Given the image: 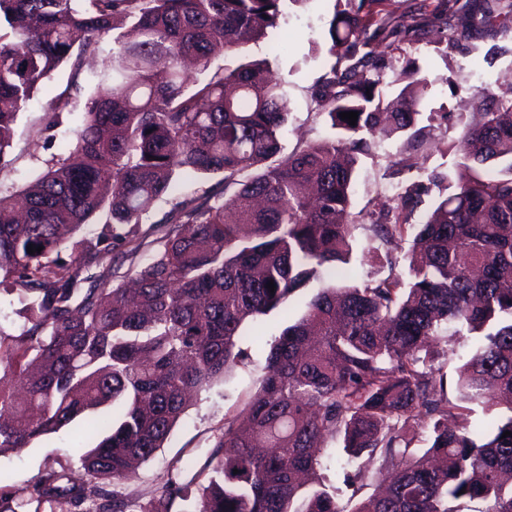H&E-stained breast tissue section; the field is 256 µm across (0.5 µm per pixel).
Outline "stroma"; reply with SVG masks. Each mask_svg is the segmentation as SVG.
<instances>
[{"label":"stroma","instance_id":"35a3bbf8","mask_svg":"<svg viewBox=\"0 0 512 512\" xmlns=\"http://www.w3.org/2000/svg\"><path fill=\"white\" fill-rule=\"evenodd\" d=\"M335 4L336 0H311L304 8L289 6L280 28L272 35L271 41L284 44L275 68L288 82L285 147L289 150L330 133L325 121L310 112L309 103L311 86L326 70L315 45L324 38ZM378 50L394 69H401L409 59L422 67L430 83L419 106L425 115L450 112L470 117L477 110L472 89L495 90L512 84V26L489 27L469 39L460 38L454 28L448 27L391 45L383 43ZM91 91L85 82L72 85L70 67H62L54 74L17 118L7 164L0 169V192L8 194L26 187L52 161L67 155L75 139L77 118L65 113L59 125L47 128V102L63 93L81 105ZM450 135L445 125L435 123L426 150L408 149L399 139L381 142L375 157L361 159L357 166L354 209L372 206L390 195L391 183L382 177L388 164L400 162L407 178L423 177L435 169L448 170L454 161L447 149ZM309 297V292H301L293 297L288 315L272 313L244 327L240 346L247 352L246 359L237 363L224 381L214 383L193 399L164 448L122 485L127 512H142L170 475H179L185 483L194 480L225 418L245 407L264 372L266 351L254 344V335L261 330L269 336L279 334L288 322L300 317ZM72 438L73 430L67 427L28 447L0 451V505L12 507L21 501L26 512H69L66 504L38 505L27 501L26 496L28 487L46 471L77 468Z\"/></svg>","mask_w":512,"mask_h":512}]
</instances>
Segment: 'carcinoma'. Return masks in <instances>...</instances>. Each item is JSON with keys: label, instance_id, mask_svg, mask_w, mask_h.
<instances>
[{"label": "carcinoma", "instance_id": "cac0c4a2", "mask_svg": "<svg viewBox=\"0 0 512 512\" xmlns=\"http://www.w3.org/2000/svg\"><path fill=\"white\" fill-rule=\"evenodd\" d=\"M288 2L310 0H0V165L45 81L63 65L80 72L103 34L113 42L68 155L0 194V291L25 319L17 335L0 330V449L77 421L99 438L76 446L80 474L48 472L29 498L125 512L113 487L165 446L192 394L246 356L242 326L288 312L317 282L270 343L251 401L224 420L191 512H343L335 487L299 480L321 467L326 438L353 468L344 484L356 486L363 457L387 481L349 512H465L475 500L480 512H512V435L502 437L512 432V87L475 93L479 111L448 138L451 170L402 181L390 203L354 214L358 159L401 136L421 150L429 135L420 66L390 71L373 44L428 23L402 15L373 28L377 0H346L321 46L334 62L310 93L335 133L286 153L284 82L248 49ZM435 19L469 38L511 23L512 0H473L463 15L448 4ZM223 56L237 64H217ZM44 111L52 127L75 108L58 96ZM349 111L354 126L339 117ZM214 175L223 191L178 194L183 177ZM165 198L163 235L140 262L153 234L144 218ZM97 216L108 231L93 236ZM360 228L363 257L389 273L352 283ZM106 259L128 269L87 275ZM403 260L406 280L395 273ZM446 333L470 341L450 380L430 347ZM478 410L482 427H448ZM426 431L430 446L416 447ZM177 499H191L190 486L170 479L144 512H171Z\"/></svg>", "mask_w": 512, "mask_h": 512}]
</instances>
